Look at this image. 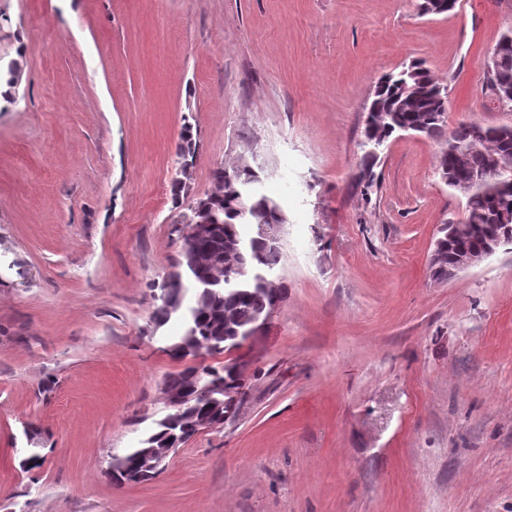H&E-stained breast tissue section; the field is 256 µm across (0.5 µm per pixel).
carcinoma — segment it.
<instances>
[{
	"label": "carcinoma",
	"instance_id": "cac0c4a2",
	"mask_svg": "<svg viewBox=\"0 0 512 512\" xmlns=\"http://www.w3.org/2000/svg\"><path fill=\"white\" fill-rule=\"evenodd\" d=\"M457 0H421L423 15H441L452 12ZM490 56L499 58V68H486L487 87L497 102L505 101L512 107V40L500 36ZM367 111L380 114L373 125H364V132L386 141L399 132L419 134L424 138L443 141L447 150L439 153V175L448 187L470 179L478 171L485 172L482 181L472 185L465 200L468 222L458 226L453 242H448V225H443L435 239L436 258L429 264L431 277L436 281L448 279V268L462 249L480 246L486 233L500 223L499 213L503 196H508L512 209V185L503 188L500 176H512V135L504 138L502 125H484L462 121L448 129V85L438 80L419 61L405 65L401 70L384 75L378 81ZM199 142L193 126L184 124L175 155L178 167L194 166ZM497 159L498 171L487 169L489 158ZM378 157L363 155L353 184L369 190L376 185L374 166ZM214 188L205 194L209 208L198 213L196 200L187 198L188 177L179 175L171 191L177 207L187 206L188 213L174 222L173 231L182 239L178 259L172 266L159 293L153 295L152 320L163 326L175 320L181 325V334L172 338L167 351L175 359H183L181 351L187 343L211 356L243 348L241 335L254 323L271 313L283 299L284 289L273 288L269 281L280 263L282 250L268 246L263 227L288 223L280 204L260 194L254 185L260 182L258 172L246 161L212 170ZM203 219L211 224L208 239L194 248L188 245L186 229L189 224ZM208 249L218 254L224 268L218 269L195 261L191 250ZM244 356L239 355L217 365L204 366L205 373L195 375L188 366L167 377L171 390L189 397L182 412L167 423H157L142 440L141 446L131 448L117 460L110 462L113 480H119L123 471L132 469L146 448L160 446L159 436L172 433L190 438L196 433L200 413L220 405L225 416L215 425L224 426L240 416L246 404V382L238 369ZM242 398L233 401V396Z\"/></svg>",
	"mask_w": 512,
	"mask_h": 512
}]
</instances>
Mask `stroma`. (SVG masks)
Instances as JSON below:
<instances>
[{"mask_svg":"<svg viewBox=\"0 0 512 512\" xmlns=\"http://www.w3.org/2000/svg\"><path fill=\"white\" fill-rule=\"evenodd\" d=\"M418 3L0 0V512H512V245L431 280L464 206L442 142L393 138L371 194L351 181L375 83L410 62L449 125L512 124L485 80L512 0ZM187 122L192 194L244 158L283 208L285 293L238 420L118 486L185 367L150 286Z\"/></svg>","mask_w":512,"mask_h":512,"instance_id":"stroma-1","label":"stroma"}]
</instances>
